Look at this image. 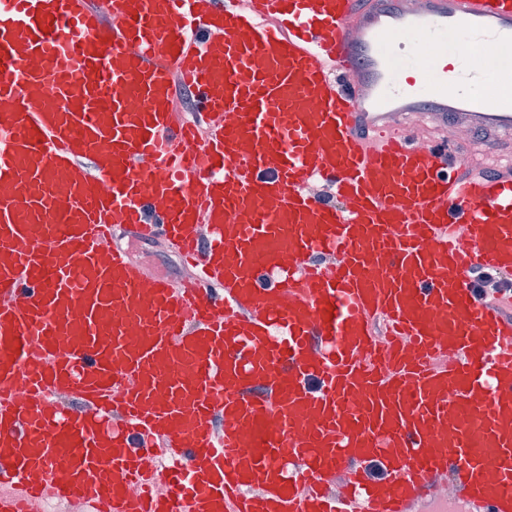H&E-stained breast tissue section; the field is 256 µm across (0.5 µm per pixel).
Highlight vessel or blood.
I'll return each instance as SVG.
<instances>
[{"instance_id": "b4317fda", "label": "vessel or blood", "mask_w": 512, "mask_h": 512, "mask_svg": "<svg viewBox=\"0 0 512 512\" xmlns=\"http://www.w3.org/2000/svg\"><path fill=\"white\" fill-rule=\"evenodd\" d=\"M502 41L512 0H0V512H512V319L468 286L512 274V169L389 121L512 137Z\"/></svg>"}]
</instances>
